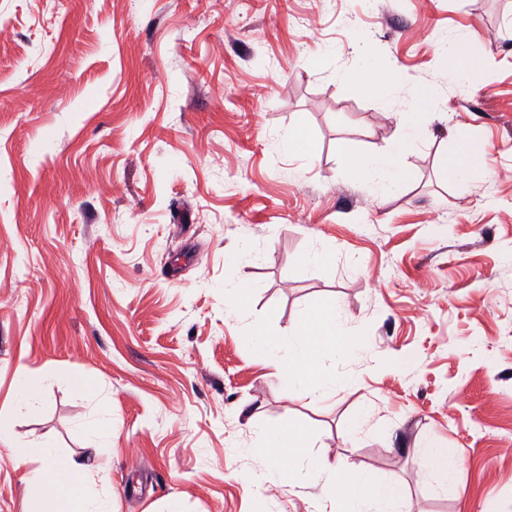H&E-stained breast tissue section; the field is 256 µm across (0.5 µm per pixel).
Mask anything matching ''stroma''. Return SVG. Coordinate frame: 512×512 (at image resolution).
Wrapping results in <instances>:
<instances>
[{
    "mask_svg": "<svg viewBox=\"0 0 512 512\" xmlns=\"http://www.w3.org/2000/svg\"><path fill=\"white\" fill-rule=\"evenodd\" d=\"M453 38L484 62L465 90ZM365 53L389 97L354 80ZM423 86L416 179L377 200L342 150L383 151ZM297 126L314 156L284 152ZM462 130L485 183L438 170ZM327 302L359 352L323 358L330 399L283 395L251 335ZM22 365L44 400L17 439L109 461L117 512H318L321 479L264 480L259 437L288 424L412 512H512V0H0V411ZM68 374L107 399L105 447ZM419 454L448 485L455 486V475L460 468V460L451 448H446L442 443L428 437L421 443Z\"/></svg>",
    "mask_w": 512,
    "mask_h": 512,
    "instance_id": "obj_1",
    "label": "stroma"
}]
</instances>
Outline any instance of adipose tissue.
<instances>
[{"label":"adipose tissue","instance_id":"ef3b65f1","mask_svg":"<svg viewBox=\"0 0 512 512\" xmlns=\"http://www.w3.org/2000/svg\"><path fill=\"white\" fill-rule=\"evenodd\" d=\"M414 96L415 111L405 113L396 137L380 153L364 154L344 149L347 167L362 179L374 183L380 194L393 187L413 181L414 172L405 159L423 143L428 133V109L435 101L432 89L420 87ZM486 144L468 135H460L454 151L441 159V172L446 179L458 184H480L490 172L484 163ZM256 353L277 371L283 394L298 392L320 400L336 388L333 378L324 376L321 359L341 352L353 354L354 348L342 324L336 304L325 303L311 310L289 332L288 337L257 332L252 336ZM287 350V359H280V350ZM76 391L92 401L95 420L87 422L83 431L89 447H102L112 434L108 410L99 400L95 383L73 379ZM41 380L19 367L14 382V395L9 414H0V446L15 467L25 468L27 487L24 512H116L111 494L97 493V485L107 480V463L88 464L61 458L55 443L48 438L30 444L16 441L14 417L36 408L42 398ZM311 435L308 430L287 425L266 432L261 438V450L269 460L267 479L278 484L290 479L282 467L284 460L309 459L312 472L325 478L323 496L327 512H367L376 506L382 512H401L406 501L396 483L374 477L360 470L347 469L321 457H309Z\"/></svg>","mask_w":512,"mask_h":512}]
</instances>
